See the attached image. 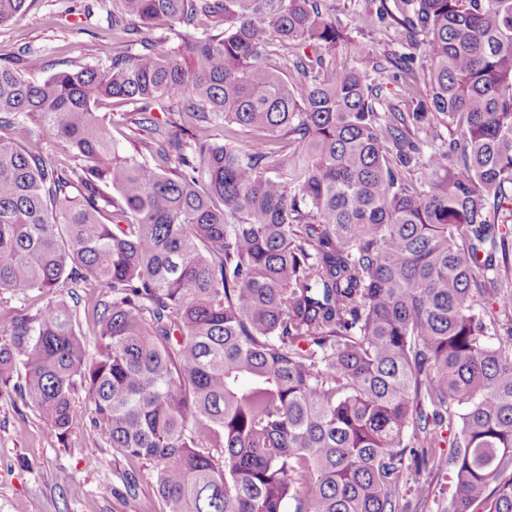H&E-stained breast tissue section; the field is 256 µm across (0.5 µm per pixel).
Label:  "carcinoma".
<instances>
[{"label":"carcinoma","instance_id":"obj_1","mask_svg":"<svg viewBox=\"0 0 512 512\" xmlns=\"http://www.w3.org/2000/svg\"><path fill=\"white\" fill-rule=\"evenodd\" d=\"M27 2L0 0V26ZM119 2L107 66L36 83L18 66L41 56L0 62V291L48 297L4 317L0 387L61 439L83 392L89 430L152 465L160 512H406L403 474L446 463V512H512V330L478 311L509 250L488 204L512 215V0H380L423 47L407 117L377 112L366 46L356 68L271 54L335 49L323 0ZM105 99L193 126L122 157ZM435 113L458 136L418 194L409 122ZM31 120L68 163L29 147ZM238 126L261 133L248 151ZM88 282L93 351L68 301Z\"/></svg>","mask_w":512,"mask_h":512}]
</instances>
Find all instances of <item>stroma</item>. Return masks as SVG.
<instances>
[{
  "instance_id": "obj_1",
  "label": "stroma",
  "mask_w": 512,
  "mask_h": 512,
  "mask_svg": "<svg viewBox=\"0 0 512 512\" xmlns=\"http://www.w3.org/2000/svg\"><path fill=\"white\" fill-rule=\"evenodd\" d=\"M380 0H330L332 14L347 28L349 39L337 46L338 63H356L355 50L368 44L378 68L370 82L377 92L381 112H404L426 98L425 79L405 84L402 73L387 64L386 56L407 52L392 29L376 22ZM115 0H32L29 9L13 23L0 27V56L22 51L39 53L43 69L28 72L41 81L56 70L75 63L105 67L112 55V33L106 16ZM99 112L112 121V134L124 154L135 151L137 138L132 107L106 101ZM88 412H81L66 439L38 412L19 399L0 394V512H159L150 465L128 466L121 449L88 437ZM450 470L408 472L401 491L412 512H443L453 489Z\"/></svg>"
}]
</instances>
